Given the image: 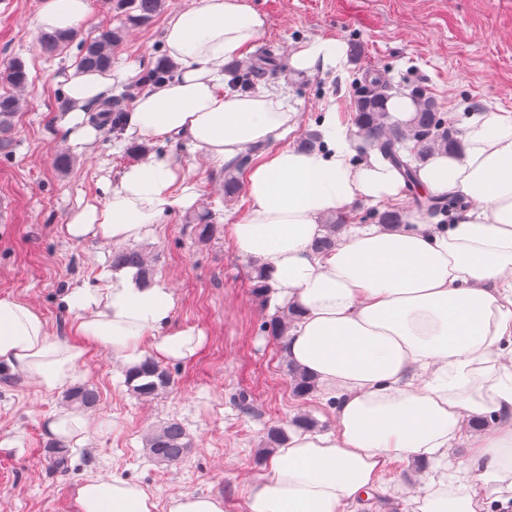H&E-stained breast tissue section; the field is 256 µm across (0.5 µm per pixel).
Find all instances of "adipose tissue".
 I'll return each mask as SVG.
<instances>
[{
	"mask_svg": "<svg viewBox=\"0 0 512 512\" xmlns=\"http://www.w3.org/2000/svg\"><path fill=\"white\" fill-rule=\"evenodd\" d=\"M91 0H42L41 30L86 22ZM250 0H200L173 14L162 35L179 65L166 83L140 94L124 115L125 134L150 144L186 142L214 166L236 170L248 148V206L226 233L238 253L261 264L277 297L297 307L282 354L315 378L331 400L336 425L297 430L250 484L245 512H357L395 459L447 457L466 441L454 491L426 490L404 512H484L489 500L512 502V112L471 114L463 148L436 152L417 181L435 195L462 194L470 203L454 224H402L386 230L349 224L336 248H312L321 223L358 201L398 199L404 183L378 151L354 161V142L335 111L319 129L321 151L287 145L299 124L281 92H231L224 67L244 57L266 28ZM345 60L341 42L317 38L289 58L312 74ZM71 69L69 112L58 125L70 145L100 136L85 112L110 98L116 80L134 77ZM180 165L164 151L119 170L103 204L69 217L76 242L115 246L156 234L161 218L196 200ZM61 301L77 317L72 335H51L46 318L18 298L0 295V374L23 372L53 390L73 375L84 342L108 348L123 367L144 357L193 358L202 331L174 325L176 295L161 283L140 285L113 275L94 288H74ZM434 379L420 384L419 374ZM493 415L494 432L471 434L467 415ZM79 512H224L217 495L182 493L158 507L143 487L94 477L76 491Z\"/></svg>",
	"mask_w": 512,
	"mask_h": 512,
	"instance_id": "1",
	"label": "adipose tissue"
}]
</instances>
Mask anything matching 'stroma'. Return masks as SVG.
Returning a JSON list of instances; mask_svg holds the SVG:
<instances>
[{
    "label": "stroma",
    "instance_id": "obj_1",
    "mask_svg": "<svg viewBox=\"0 0 512 512\" xmlns=\"http://www.w3.org/2000/svg\"><path fill=\"white\" fill-rule=\"evenodd\" d=\"M197 0H164L149 24L121 26L106 0H92L80 26L93 35L101 23L120 28L112 67H135L129 98L149 89L146 76L165 60L164 26L172 14ZM267 17L253 56L271 55L274 65L259 89H281L299 114L288 137L298 145L328 109L350 124L354 83L367 72H384L393 88H420L433 96L451 122L466 113L512 111V0H250ZM41 0H0V64L21 58L28 84L15 119L14 142L0 151V294L9 293L45 316L53 335L71 333L75 315L60 298L70 288H92L112 273L111 245L69 240L62 232L70 214L105 199L103 185L128 165L125 136L106 132L93 146L73 153L68 172L54 161L69 144L57 125L68 111L65 78L77 67V43L53 56L38 50L35 20ZM317 37L344 44L341 66L297 75L292 50ZM198 198L160 220L157 235L143 244L154 256V278L177 297L175 321L202 330L206 339L187 361L168 362L172 389L144 404L125 384L123 367L98 345L86 347L74 384L96 389L100 401L84 412L88 440L74 447L68 471L54 470L47 457V425L64 412V389H45L22 373L0 375V512H77L75 496L84 481L117 476L144 487L158 505L179 493L217 494L224 512H244L248 486L265 475L258 456L268 429L308 414L319 430L335 424L332 402L319 394L300 400L290 387L288 360L261 326L280 304L253 296L247 274L251 259L237 253L226 233L198 242L193 226L212 212L226 225L244 213V196L224 195V173L183 143L171 145ZM181 421L192 446L171 465L150 462L146 430ZM430 467L398 459L388 465L362 512H403L407 494L424 490Z\"/></svg>",
    "mask_w": 512,
    "mask_h": 512
}]
</instances>
